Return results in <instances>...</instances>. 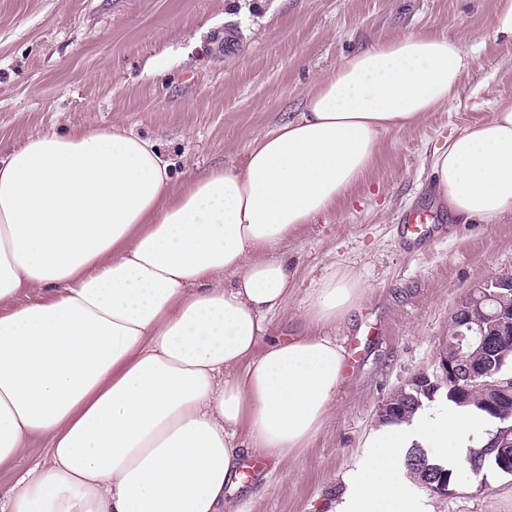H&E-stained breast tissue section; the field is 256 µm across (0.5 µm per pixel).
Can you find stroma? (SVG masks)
I'll return each instance as SVG.
<instances>
[{
  "label": "stroma",
  "instance_id": "stroma-1",
  "mask_svg": "<svg viewBox=\"0 0 512 512\" xmlns=\"http://www.w3.org/2000/svg\"><path fill=\"white\" fill-rule=\"evenodd\" d=\"M498 0H0V153L44 130L119 125L155 141L176 179L240 161L249 144L303 110L314 82L352 52L402 35L443 33L473 50L456 100L385 134L368 176L283 250L294 280L270 333L298 335L319 282L365 285L336 327L349 365L309 448L233 482L235 512H320L365 456L381 406L414 376L443 382L455 306L512 274V219L467 224L439 212V240L405 245L401 217L437 203L431 159L451 134L512 98V38ZM233 46H225L226 37ZM162 57L155 72L147 62ZM433 512H512V476L460 474L452 494L410 483Z\"/></svg>",
  "mask_w": 512,
  "mask_h": 512
}]
</instances>
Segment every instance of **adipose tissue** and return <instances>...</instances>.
<instances>
[{"label": "adipose tissue", "instance_id": "obj_1", "mask_svg": "<svg viewBox=\"0 0 512 512\" xmlns=\"http://www.w3.org/2000/svg\"><path fill=\"white\" fill-rule=\"evenodd\" d=\"M474 60L442 34L373 44L241 162L183 182L118 126L0 155V464L50 441L0 512H224L244 458L308 447L342 381L329 330L365 286L326 277L303 335L269 337L292 281L279 249L368 176L382 135L455 100ZM432 171L455 218L512 216V101L450 135ZM490 428L453 403L381 427L328 512H430L407 492L404 451L454 458Z\"/></svg>", "mask_w": 512, "mask_h": 512}]
</instances>
